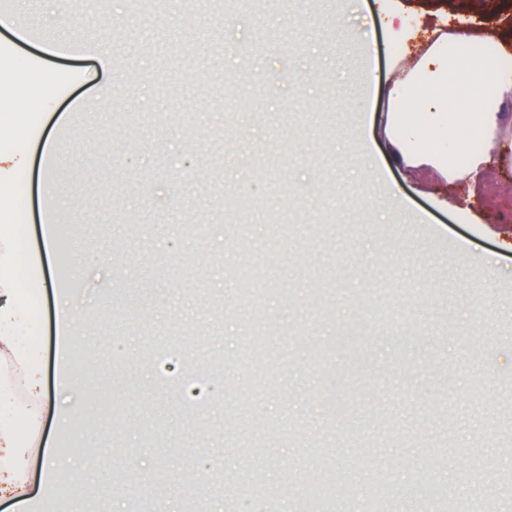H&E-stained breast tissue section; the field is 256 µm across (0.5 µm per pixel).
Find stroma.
<instances>
[{
    "instance_id": "35a3bbf8",
    "label": "stroma",
    "mask_w": 512,
    "mask_h": 512,
    "mask_svg": "<svg viewBox=\"0 0 512 512\" xmlns=\"http://www.w3.org/2000/svg\"><path fill=\"white\" fill-rule=\"evenodd\" d=\"M107 3L13 0L0 21L18 66L65 78L0 152V200L24 185L27 211L0 266L42 291L44 375L14 398L39 439L0 512H70L40 481L50 455L95 512H187L189 477L196 512H303L322 458L332 512H374L381 478L387 512H435L415 478L435 447L450 500L512 512V163L477 189L392 129L404 68L453 26L512 37V0ZM48 212L86 308L87 401L58 363Z\"/></svg>"
}]
</instances>
